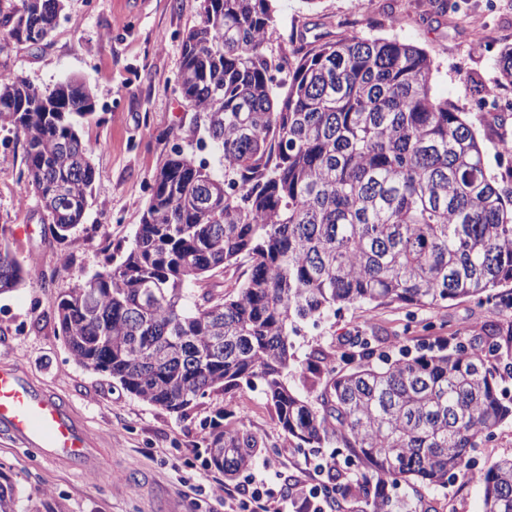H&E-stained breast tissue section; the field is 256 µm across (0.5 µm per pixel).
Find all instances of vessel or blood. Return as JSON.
<instances>
[{
    "label": "vessel or blood",
    "mask_w": 512,
    "mask_h": 512,
    "mask_svg": "<svg viewBox=\"0 0 512 512\" xmlns=\"http://www.w3.org/2000/svg\"><path fill=\"white\" fill-rule=\"evenodd\" d=\"M0 431L19 446L37 450L49 463L84 480H106V451L60 397L32 383L14 363H0Z\"/></svg>",
    "instance_id": "b4317fda"
}]
</instances>
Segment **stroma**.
Wrapping results in <instances>:
<instances>
[{"label":"stroma","instance_id":"obj_1","mask_svg":"<svg viewBox=\"0 0 512 512\" xmlns=\"http://www.w3.org/2000/svg\"><path fill=\"white\" fill-rule=\"evenodd\" d=\"M439 11L435 0H276V25L268 44L280 51L291 35L337 40L350 33L395 38L425 49L434 61L435 96L457 105L486 149V166L499 184L512 187V109L487 108L481 87L495 86L496 60L512 43V0H455ZM202 0H67L51 36L40 46L11 45L0 62L39 87L76 77L90 86L93 115L80 129L91 145L98 191L84 224L55 240L34 196H21L23 140L0 128V226L11 249L38 259L46 280L29 281L0 295V361L19 364L48 391L65 399L87 428L109 445L120 444L122 487L106 480L88 484L49 467L0 437V471L22 492L23 512H38L46 498L64 512H159L162 497L177 498L184 512H234L249 499L244 478L227 481L206 463L205 437L216 411L228 423L244 422L269 441L256 471L274 474L273 495L298 512L299 486L314 482L309 466L319 448H293L281 436L274 407L261 389L242 388L200 399L187 416L147 404L102 373L87 371L70 356L55 320L60 292L108 264L130 247L148 203L152 177L173 145L197 150L195 114L175 84L183 33L201 18ZM487 315L473 301L408 312L397 304L365 305L300 324L291 337L288 376L302 390L312 350L339 354L357 332L378 337L379 349L407 347L428 353L438 341L455 342ZM416 512H483L481 487L457 479L422 490Z\"/></svg>","mask_w":512,"mask_h":512}]
</instances>
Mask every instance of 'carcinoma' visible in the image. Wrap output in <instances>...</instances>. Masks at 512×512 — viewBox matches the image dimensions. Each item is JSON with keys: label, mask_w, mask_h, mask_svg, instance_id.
Listing matches in <instances>:
<instances>
[{"label": "carcinoma", "mask_w": 512, "mask_h": 512, "mask_svg": "<svg viewBox=\"0 0 512 512\" xmlns=\"http://www.w3.org/2000/svg\"><path fill=\"white\" fill-rule=\"evenodd\" d=\"M274 0H203L181 39L177 90L202 116L199 149L175 146L122 261L56 301L68 352L130 394L184 415L211 393L263 388L284 438L301 448H344L359 469L325 471L332 512L362 499L393 512L388 486L414 494L466 471L470 453L512 419L502 383L512 378V319L482 325L428 354L375 355L353 336L357 360L338 370L311 353L313 394L287 384L297 323L344 307L437 309L473 299L512 310V190L487 174L485 148L459 107L434 98L432 61L397 39L291 38L268 50ZM65 0H0V54L48 38ZM512 85V47L497 60ZM93 96L68 79L52 88L0 69V126L25 144L23 194H34L65 238L95 193L90 146L79 134ZM251 259L234 293L188 287L241 256ZM44 279L18 259L0 228V295ZM206 439L207 465L233 479L267 445L220 410ZM484 512H512V457L469 473ZM0 471V512H22Z\"/></svg>", "instance_id": "obj_1"}]
</instances>
